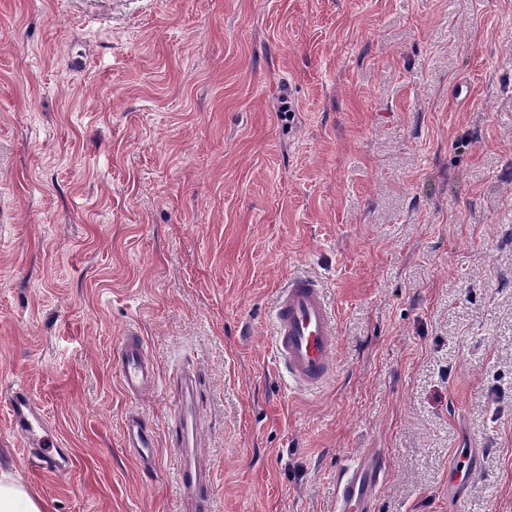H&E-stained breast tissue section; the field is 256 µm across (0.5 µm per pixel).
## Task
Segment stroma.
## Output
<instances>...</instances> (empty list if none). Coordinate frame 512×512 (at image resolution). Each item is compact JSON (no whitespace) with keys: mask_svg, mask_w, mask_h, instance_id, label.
<instances>
[{"mask_svg":"<svg viewBox=\"0 0 512 512\" xmlns=\"http://www.w3.org/2000/svg\"><path fill=\"white\" fill-rule=\"evenodd\" d=\"M297 274L336 318L315 392L272 339ZM183 370L215 512H331L370 448L375 512H512V0H0V469L47 512H186ZM13 386L70 472L10 432ZM117 367L120 384L126 395L139 398L157 384L153 362L148 358L140 339L126 337L118 350ZM123 437L126 446L134 448L140 456L154 454V432L147 426L143 416L139 413L130 412L125 416ZM456 460L448 475V498L467 490L479 471L478 459L472 450L462 448Z\"/></svg>","mask_w":512,"mask_h":512,"instance_id":"1","label":"stroma"}]
</instances>
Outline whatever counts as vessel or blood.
I'll return each mask as SVG.
<instances>
[{"instance_id": "vessel-or-blood-1", "label": "vessel or blood", "mask_w": 512, "mask_h": 512, "mask_svg": "<svg viewBox=\"0 0 512 512\" xmlns=\"http://www.w3.org/2000/svg\"><path fill=\"white\" fill-rule=\"evenodd\" d=\"M272 316L278 358L293 385L310 392L332 381L336 376V323L323 287L311 278L293 277L278 292ZM117 367L121 387L128 396L141 397L157 384L154 364L137 337L129 336L122 341ZM7 411L11 431L26 446L44 445L49 433L47 422L23 388H12ZM172 424L175 445L182 450L176 477L183 498L190 512H212L208 474L187 450L190 433L187 414L177 413ZM123 437L126 446L134 448L139 455H152L154 432L139 413L126 415ZM478 471L473 452L460 450L448 475L449 496L467 490ZM386 478L387 457L382 451L371 450L359 456L344 467L336 483V512H374Z\"/></svg>"}]
</instances>
